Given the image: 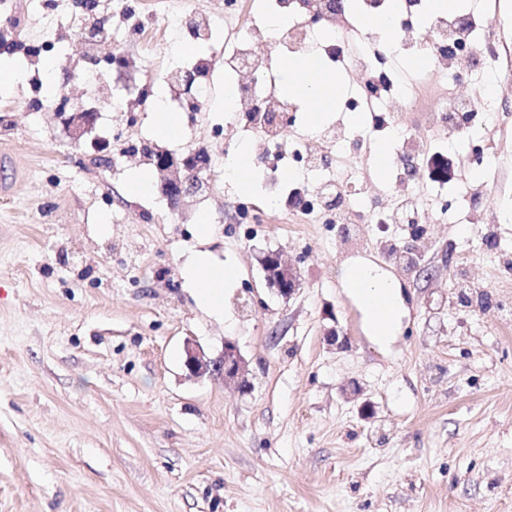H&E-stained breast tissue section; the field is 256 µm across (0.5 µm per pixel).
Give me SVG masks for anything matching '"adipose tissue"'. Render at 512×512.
I'll return each mask as SVG.
<instances>
[{"instance_id": "obj_1", "label": "adipose tissue", "mask_w": 512, "mask_h": 512, "mask_svg": "<svg viewBox=\"0 0 512 512\" xmlns=\"http://www.w3.org/2000/svg\"><path fill=\"white\" fill-rule=\"evenodd\" d=\"M281 94L287 100L303 104L314 125L325 113L335 109L339 96L334 73L310 53L289 57ZM236 277L235 267L224 265L205 250H194L185 262V285L195 289L201 304L214 313L223 311L224 290ZM340 278L347 296L362 314L370 340L382 350H391L407 314L401 284L389 272L367 260L345 263Z\"/></svg>"}]
</instances>
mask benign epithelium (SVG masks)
<instances>
[{"label":"benign epithelium","mask_w":512,"mask_h":512,"mask_svg":"<svg viewBox=\"0 0 512 512\" xmlns=\"http://www.w3.org/2000/svg\"><path fill=\"white\" fill-rule=\"evenodd\" d=\"M184 94L191 109L198 106V87L196 74L186 71L181 76ZM58 117L67 129L75 143L90 133L99 118L94 108H85L81 105L73 107L71 112H60ZM157 168L163 175L159 190L166 198L171 209H176L182 200L195 194L200 189L205 173L210 168V154L205 148H198L186 155L176 156L165 154L157 162ZM259 264L264 278L277 295L290 299L299 288L298 270L287 264L280 252L266 251L259 258ZM185 366L190 374L202 376L212 374L220 377L224 384L234 385L244 390L249 387L245 374L246 368L237 346L231 341L224 342L222 354L215 358H207L196 349L194 344L188 342L185 346Z\"/></svg>","instance_id":"1"}]
</instances>
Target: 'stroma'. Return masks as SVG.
I'll list each match as a JSON object with an SVG mask.
<instances>
[{
    "instance_id": "obj_1",
    "label": "stroma",
    "mask_w": 512,
    "mask_h": 512,
    "mask_svg": "<svg viewBox=\"0 0 512 512\" xmlns=\"http://www.w3.org/2000/svg\"><path fill=\"white\" fill-rule=\"evenodd\" d=\"M9 2L0 36L23 73L0 88V512H512V221L498 216L512 203V139L499 151L504 190L485 182L479 209L448 197L444 222L432 211L414 226L292 224L287 196L220 180L205 205L173 209L155 187L126 195L140 164L112 140V95L161 81L183 40L91 89L82 74L124 48L113 0ZM105 12L112 39L96 55L89 34ZM62 14L53 84L101 103L77 147L22 67L43 20ZM219 117L187 113L168 150L220 162L244 131L214 137ZM400 122L423 151L422 193L474 186L478 129L438 149L413 114ZM202 213L209 250L238 270L220 316L182 277ZM408 244L412 263L399 258ZM269 250L299 271L291 299L263 278ZM356 256L406 293L391 352L368 339L338 278ZM188 339L212 359L234 342L252 391L191 375Z\"/></svg>"
}]
</instances>
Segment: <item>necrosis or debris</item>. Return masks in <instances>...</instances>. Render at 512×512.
I'll return each mask as SVG.
<instances>
[{"instance_id":"1","label":"necrosis or debris","mask_w":512,"mask_h":512,"mask_svg":"<svg viewBox=\"0 0 512 512\" xmlns=\"http://www.w3.org/2000/svg\"><path fill=\"white\" fill-rule=\"evenodd\" d=\"M168 3L165 27L176 30L192 44L193 68L210 72L212 64L206 51L214 42V21L195 9L194 0ZM417 3L418 0H403L395 17L393 38L365 45L353 55L349 71L359 75L361 82L372 81L382 73L388 59L404 51L428 57L431 70L399 79L398 90L383 100L348 95L346 111L415 112L423 128L444 133L467 132L477 118L494 133L487 149L489 154H496L498 143L512 138V93L503 92L493 101L451 94L432 104L422 103L420 95L437 79L452 87L462 83L464 67L458 51L461 41L471 34L476 37L473 57L490 65L498 82H512V28L495 13L480 23L463 14L449 19L439 17L420 26L411 21V8ZM287 7L288 25L274 28L269 24L273 7L266 0H224L223 64L225 76L236 83L237 107L248 119V130L257 142L274 147L287 165L302 163L322 174L310 196L301 201L296 222L317 223L328 205L340 224L372 220L382 225L420 223L423 205L411 190L393 200L390 211L377 214L382 192L358 163L366 149V139L349 136L340 125L324 132L307 130L288 136L297 106L282 97L279 82L289 54L311 47L323 63L330 65L361 31L336 0H288Z\"/></svg>"}]
</instances>
